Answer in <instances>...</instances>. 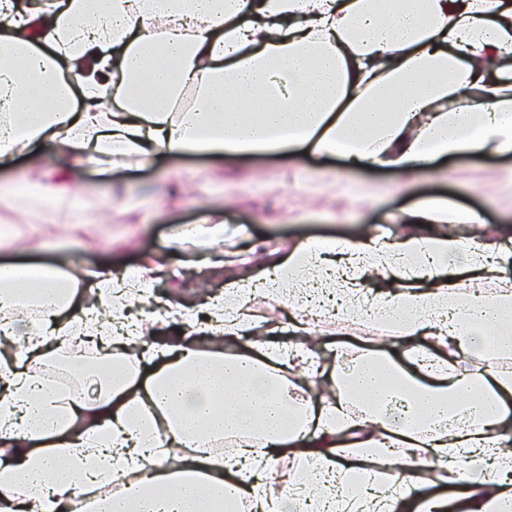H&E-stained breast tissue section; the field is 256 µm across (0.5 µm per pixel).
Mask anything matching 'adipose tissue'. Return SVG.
<instances>
[{
	"label": "adipose tissue",
	"mask_w": 512,
	"mask_h": 512,
	"mask_svg": "<svg viewBox=\"0 0 512 512\" xmlns=\"http://www.w3.org/2000/svg\"><path fill=\"white\" fill-rule=\"evenodd\" d=\"M291 152L413 178L464 155L512 153V0H0V166L29 156L39 200L66 198V154L115 167L156 157ZM225 203L173 242L224 240ZM403 224L481 225L427 196ZM495 241L452 232L388 242L274 248L262 274L228 280L201 314L168 307L155 351L151 293L161 265L0 266V512H502L512 506V373L477 362L512 352V277ZM392 291L389 339L404 359L331 350L313 337L237 352L258 295L282 310L331 284L348 317L360 286ZM109 378L80 366V398L39 369L75 329ZM287 462L271 482L265 468ZM151 465L120 496L113 469Z\"/></svg>",
	"instance_id": "obj_1"
}]
</instances>
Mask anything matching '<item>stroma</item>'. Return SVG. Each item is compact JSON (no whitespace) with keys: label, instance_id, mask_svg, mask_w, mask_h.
<instances>
[{"label":"stroma","instance_id":"35a3bbf8","mask_svg":"<svg viewBox=\"0 0 512 512\" xmlns=\"http://www.w3.org/2000/svg\"><path fill=\"white\" fill-rule=\"evenodd\" d=\"M320 161L306 156H253L234 164L207 157L157 158L145 169L109 168L85 162L67 202L45 211L20 188L36 183L40 171L27 158L0 168V263L23 258L29 227L44 244L35 257L60 267L81 264L119 272L144 256L172 254V228L194 224L204 202L229 200L224 241L213 248L187 245V267H169L156 282V302L193 310L203 293L224 291V258L252 248L251 271L265 269L256 243L291 247L306 239H353L366 233L393 238L405 227L402 209L425 195H439L478 211L486 228L512 225V156H467L442 162L443 176L423 173L407 181L383 170L354 169L342 185L317 182ZM375 185L374 199L364 197Z\"/></svg>","mask_w":512,"mask_h":512}]
</instances>
